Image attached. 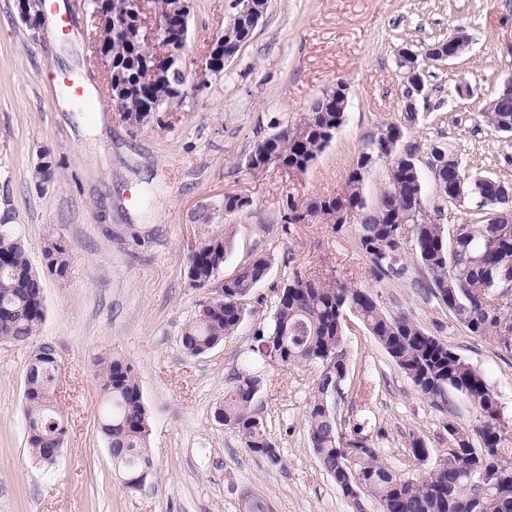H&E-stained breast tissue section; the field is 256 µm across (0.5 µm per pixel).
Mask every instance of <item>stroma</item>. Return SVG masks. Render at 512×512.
Wrapping results in <instances>:
<instances>
[{
  "instance_id": "1",
  "label": "stroma",
  "mask_w": 512,
  "mask_h": 512,
  "mask_svg": "<svg viewBox=\"0 0 512 512\" xmlns=\"http://www.w3.org/2000/svg\"><path fill=\"white\" fill-rule=\"evenodd\" d=\"M60 16L58 0H46L35 32L21 22L17 0H0V224L14 225L34 268L47 236L70 249L66 276L43 282L47 317L37 336L0 343V512H243L245 487L271 512H377L369 498L357 506L343 498L310 447L305 411L319 366L282 367L252 352L277 287L295 271L369 288L385 312L412 316L484 374L512 426V353L422 297L415 266L375 281L354 225L336 233L318 219L288 229L281 221L287 197L340 194L366 144L401 122L399 51L446 42L457 28L470 48L424 63L427 97L404 139L421 157L448 147L469 174L512 183V135L483 118L512 78V0H268L238 56L202 88L194 73L226 17L224 0H193L183 96L137 128L95 90L90 16L72 11L64 28ZM340 81L347 120L306 173L248 169L257 143L296 123ZM73 83L88 88L91 111L72 103ZM460 83L468 97H457ZM45 154L56 168L40 184L34 170ZM228 194L248 197L249 206L224 213ZM213 237L231 242L224 276L259 255L274 263L246 299L237 332L190 357L181 329L214 292L190 285L186 257ZM346 323L338 429L364 438L395 471L418 476L445 458L446 423L473 427L477 410L453 392L446 409L434 406L355 317ZM44 342L56 351L66 418L52 465L29 452L22 402L30 356ZM113 355L136 366L149 416L154 475L138 490L113 470L99 431L97 373ZM242 371L261 380L256 409L280 467L214 418ZM416 439L429 450L426 464L409 452Z\"/></svg>"
}]
</instances>
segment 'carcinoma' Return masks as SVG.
<instances>
[{
  "instance_id": "carcinoma-1",
  "label": "carcinoma",
  "mask_w": 512,
  "mask_h": 512,
  "mask_svg": "<svg viewBox=\"0 0 512 512\" xmlns=\"http://www.w3.org/2000/svg\"><path fill=\"white\" fill-rule=\"evenodd\" d=\"M246 24L247 20L240 18L224 26L218 34L221 57H235L249 40ZM111 51L112 90L134 122L148 117L137 111L141 100L167 101L173 97V88L185 79L183 70L174 67L163 82L141 83L139 69L147 48L122 34L112 36ZM345 111L342 97L315 101L299 122L282 127L254 147L248 169L262 171L275 164L286 172L305 173L345 124ZM484 117L494 130L512 131V100L499 102L495 111L484 113ZM401 133L402 126L389 125L371 141L372 147L359 155L348 172L341 194L312 198L302 205L287 200L286 222L300 224L318 218L337 233L344 227L339 215L355 211L358 245L375 279L404 274V254H410L421 276L416 286L426 297L447 307L473 335L494 336L505 350H511L512 334L498 330L506 317L499 304L505 294L492 295L475 288L483 267L512 269V232L504 224L493 223L492 194L497 180L467 178L459 166L448 163L439 185L442 195L454 196L457 182L465 180L466 197L481 200L485 219L481 224L462 226L453 240L442 224H418L415 214L429 204L426 177L417 162L400 157ZM380 150L390 164L388 184L369 201L364 193V161ZM229 247L230 241L224 237L195 245L186 258L192 287L205 288L217 281ZM42 253L46 261L40 272L32 267L28 250L12 225L0 224V342L26 345L46 319L43 277L66 275L69 249L48 237ZM271 266V256H260L224 280L222 294L202 305L181 329L185 353L202 355L237 331L246 315L243 300L267 278ZM450 297L457 303L448 302ZM347 312L361 321L419 394L435 404H445L452 390L468 398L479 413V425L470 432L448 423L451 446L446 458L416 477L393 470L364 440L346 441L338 431L336 392L328 388L327 380L342 382L347 377ZM265 341L274 351L269 359L284 367L298 363L321 366L306 410L308 437L316 459L344 498H351L354 492L366 495L375 501L379 512H512V435L489 413L492 389L483 373L412 318L384 312L366 288L295 272L277 293L269 325L257 333L256 342ZM329 364L336 374L326 373ZM56 370L55 351L42 343L33 351L24 376L27 445L34 458L47 464L55 462L66 432L55 394ZM99 379L103 392L99 429L114 470L124 478L144 470L152 476L149 418L135 366L124 357L112 356L102 362ZM258 391L257 378L237 377L236 385L216 405L214 415L219 417L218 423L237 431L252 453L277 467L280 454L254 407ZM504 458L510 474L483 492H471L467 467L475 463L493 467Z\"/></svg>"
}]
</instances>
